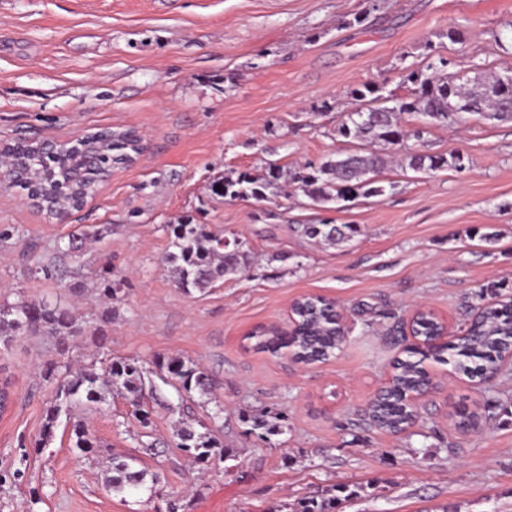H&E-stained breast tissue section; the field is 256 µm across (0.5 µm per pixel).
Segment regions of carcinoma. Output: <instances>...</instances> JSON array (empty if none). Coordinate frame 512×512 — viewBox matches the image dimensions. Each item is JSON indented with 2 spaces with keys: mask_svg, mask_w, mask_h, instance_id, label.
Wrapping results in <instances>:
<instances>
[{
  "mask_svg": "<svg viewBox=\"0 0 512 512\" xmlns=\"http://www.w3.org/2000/svg\"><path fill=\"white\" fill-rule=\"evenodd\" d=\"M440 67L428 64L421 70L406 75L412 84L405 97L388 99L383 88L366 85L351 92L360 107L345 115L338 127V133L358 144V148L328 160L320 166L309 165L303 169L284 172L281 167L270 164L262 175L254 176L242 172L235 176L224 175L211 185L214 195L231 199L266 200L275 196L282 184L298 185L315 205L347 202L357 195L381 196L385 192L378 175L385 160L370 147L382 145L403 152V161L414 171H437L448 167L464 165V155L458 153L428 154L413 152L407 141L420 137L422 130L410 129L402 124V116L409 115L433 125H448L462 118L463 114L477 113L489 120H512V88L499 91L500 77L489 73L472 78L457 73L448 74L442 70L447 61L439 59ZM456 107L462 113L449 111ZM373 114L368 123L357 121V113ZM134 140L127 134L112 136V129H106L103 149L97 151L98 161L104 166L112 164L113 157L132 150ZM15 164L14 186L29 196L61 194L65 201H75L84 193H93L88 183L77 184L69 180L70 170L83 162L84 149L77 148L70 153V164L61 166L47 154L27 144L16 143L11 149ZM300 235L310 241L329 247L349 244L361 233L357 224H301L296 228ZM171 247L165 256V263L176 286L186 293L204 292L232 275L243 270L248 263L246 251L224 253L220 247V236L205 230L201 224H175L171 230ZM335 316L331 302L327 300H305L296 312L301 351L310 359H329L340 348L342 336L335 330ZM417 332L424 336L436 333L440 321L432 314H425L416 321ZM24 331L31 335H48L65 347L82 333V324L72 313L48 301L19 300L9 306H0V336H11ZM466 337L460 347L468 349L458 367L464 372H476L480 365L492 357L508 350L512 345V309L503 304H490L481 308L479 317L464 328ZM164 373L163 381L171 386L178 404L166 402L167 409L179 411L184 398L193 393L203 396L209 392L205 372L194 362L170 358L157 364ZM151 371L128 358L117 360L94 358L76 372H70L58 380L52 405L46 409L45 423L39 444H49L54 436L61 415L71 417L83 406L106 401L114 394L128 401L133 408L132 416L141 427L149 426L150 418L142 408L143 392L152 385ZM429 377L417 365L412 356L396 362L394 386L397 392L425 387ZM368 417L378 425L388 428L407 426L413 418V411L401 403L397 393L380 400ZM482 415L467 409L454 415V426L462 430L479 426ZM280 416L266 413L252 417V430H262L267 435L279 433ZM175 446L198 461H207L222 454L218 443L207 431H198L191 426H180L175 430ZM70 445L83 452L98 446L96 437L81 420L72 422L69 436ZM135 457L112 458L110 489L121 494L138 491L146 484L147 471L136 467ZM339 498L335 495L320 501L310 499L304 502L299 512H333Z\"/></svg>",
  "mask_w": 512,
  "mask_h": 512,
  "instance_id": "carcinoma-1",
  "label": "carcinoma"
}]
</instances>
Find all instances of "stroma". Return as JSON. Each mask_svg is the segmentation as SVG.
Wrapping results in <instances>:
<instances>
[{
	"label": "stroma",
	"mask_w": 512,
	"mask_h": 512,
	"mask_svg": "<svg viewBox=\"0 0 512 512\" xmlns=\"http://www.w3.org/2000/svg\"><path fill=\"white\" fill-rule=\"evenodd\" d=\"M451 26L462 42L448 41ZM428 42L453 72L512 66V0H377L372 12L366 0H0V144L107 127L136 130L143 144L62 220L0 188V228L11 230L0 239V305L47 300L85 326L63 349L26 334L0 344V512H297L338 485L354 492L339 512H512V369L474 382L447 350L426 362L433 385L413 427L393 434L367 420L417 305L457 331L512 296V121L468 114L429 127L412 150L463 152L465 169L416 172L396 154L384 195L330 213L289 182L264 201L210 190L231 172L294 170L349 150L338 126L357 106L352 90L406 96ZM325 217L361 233L328 248L294 230ZM188 218L237 233L249 252L204 293L177 288L164 262L172 225ZM92 229L79 258L58 255L68 235ZM50 263L53 275L40 273ZM107 264L108 304L98 296ZM304 295L335 300L344 316L334 357L302 365L245 348V331L286 325ZM94 354L149 368L196 362L211 398L184 419L208 423L223 458L201 464L176 448L181 418L149 398L145 429L119 397L89 413L97 453L72 452L62 425L36 447L54 390L42 369L75 370ZM489 402L495 417L477 430L450 426L453 407ZM260 411L281 416L282 434L251 433L246 417ZM144 435L156 443L147 455ZM134 454L153 489L112 493V457Z\"/></svg>",
	"instance_id": "stroma-1"
}]
</instances>
